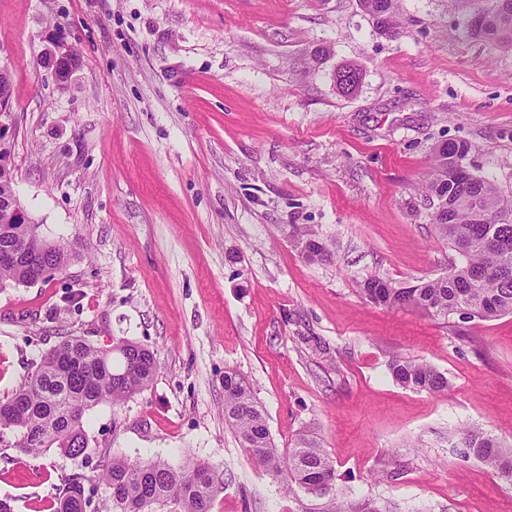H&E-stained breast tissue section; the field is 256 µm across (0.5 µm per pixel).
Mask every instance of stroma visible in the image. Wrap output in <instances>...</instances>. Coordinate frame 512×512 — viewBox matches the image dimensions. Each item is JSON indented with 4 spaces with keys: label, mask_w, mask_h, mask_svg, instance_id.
Wrapping results in <instances>:
<instances>
[{
    "label": "stroma",
    "mask_w": 512,
    "mask_h": 512,
    "mask_svg": "<svg viewBox=\"0 0 512 512\" xmlns=\"http://www.w3.org/2000/svg\"><path fill=\"white\" fill-rule=\"evenodd\" d=\"M400 37L359 0H0L17 190L68 245L44 281L0 288V397L64 337L126 339L158 363L145 391L88 411L72 459L21 457L0 431V499L53 512L115 457L194 458L224 479L213 512H512V481L469 454L512 446V314L439 317L372 303L459 260L421 192L436 145L512 191V49L476 41L452 0H400ZM61 40L67 86L41 58ZM362 74L339 92L336 72ZM305 228L327 258L291 237ZM426 362L447 391L396 382ZM240 372L280 450L313 430L331 492L286 488L224 422Z\"/></svg>",
    "instance_id": "obj_1"
}]
</instances>
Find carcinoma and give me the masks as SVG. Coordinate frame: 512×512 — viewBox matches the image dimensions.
I'll return each instance as SVG.
<instances>
[{
    "label": "carcinoma",
    "mask_w": 512,
    "mask_h": 512,
    "mask_svg": "<svg viewBox=\"0 0 512 512\" xmlns=\"http://www.w3.org/2000/svg\"><path fill=\"white\" fill-rule=\"evenodd\" d=\"M377 30L390 38L401 26L399 0H359ZM488 18L481 25L468 24L469 37L492 44H512V0H492ZM337 82L341 93H354L361 83L360 71L344 66ZM465 141L448 140L438 145L425 189L437 203L432 224L440 238L461 257L448 274L395 288L379 279L367 280L361 292L371 302L389 308H411L433 316L458 312L495 318L512 314V220L501 218L512 207V197L490 179L466 174L457 161L468 156ZM0 214V252L16 235L26 237L28 250L61 270L69 260L65 243L47 241L23 224H10ZM34 268L22 262L0 261V286L25 283ZM153 353L134 342L120 340L110 348L96 347L79 337H67L42 355L41 360L10 397L0 400V428L16 432L15 447L27 457L56 448L67 457H78L88 448L84 417L100 404H124L146 389L157 373ZM393 377L403 386L439 393L448 380L425 362L397 360ZM224 421L234 430L251 459L266 472L293 485L312 490L323 480L330 491L335 477L333 462L310 430L300 431L286 452L276 448L263 407L247 379L234 369L224 371ZM466 448L499 475L512 479V448L480 432L464 436ZM98 478L111 489L112 503L121 512H212L223 492V480L202 461L174 466L161 459L134 461L114 457ZM86 478L76 476L58 496L55 512H82L90 507Z\"/></svg>",
    "instance_id": "1"
}]
</instances>
